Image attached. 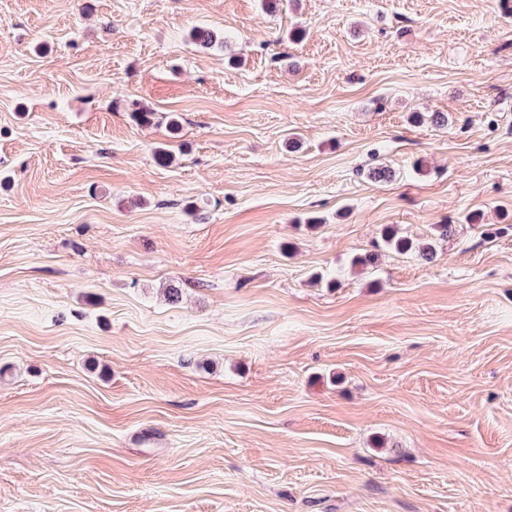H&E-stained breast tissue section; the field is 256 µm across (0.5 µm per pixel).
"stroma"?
<instances>
[{"instance_id": "35a3bbf8", "label": "stroma", "mask_w": 512, "mask_h": 512, "mask_svg": "<svg viewBox=\"0 0 512 512\" xmlns=\"http://www.w3.org/2000/svg\"><path fill=\"white\" fill-rule=\"evenodd\" d=\"M0 512H512V0H0ZM384 242L386 245L398 253L405 254L417 252L418 256L425 260H430L434 256V247L432 244H415L411 239L399 235L396 230L387 229L384 233Z\"/></svg>"}]
</instances>
